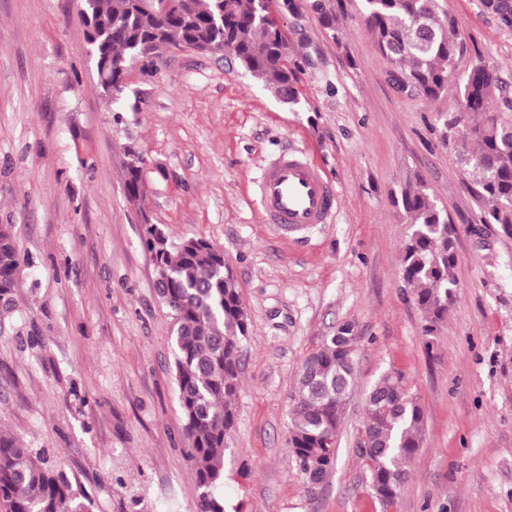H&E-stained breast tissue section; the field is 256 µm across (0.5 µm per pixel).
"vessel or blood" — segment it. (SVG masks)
Masks as SVG:
<instances>
[{
    "mask_svg": "<svg viewBox=\"0 0 512 512\" xmlns=\"http://www.w3.org/2000/svg\"><path fill=\"white\" fill-rule=\"evenodd\" d=\"M263 221L289 234L327 223L337 204L331 180L302 150L281 154L257 183Z\"/></svg>",
    "mask_w": 512,
    "mask_h": 512,
    "instance_id": "1",
    "label": "vessel or blood"
}]
</instances>
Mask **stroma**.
<instances>
[{
	"instance_id": "obj_1",
	"label": "stroma",
	"mask_w": 512,
	"mask_h": 512,
	"mask_svg": "<svg viewBox=\"0 0 512 512\" xmlns=\"http://www.w3.org/2000/svg\"><path fill=\"white\" fill-rule=\"evenodd\" d=\"M344 37L316 14L314 63L290 106L237 63L183 49L133 68L102 97L79 0H0V225L21 256L0 314V431L59 455L93 512H197L178 398L175 320L159 298L144 226L219 246L251 326L241 357L225 512H383L358 455L365 396L402 371L425 410L422 444L390 512H512V239L478 220L466 176L435 129L451 98L399 94L342 0ZM512 93V30L480 0H447ZM146 160L129 203L127 145ZM338 192L336 215L285 235L262 221L253 180L288 148ZM425 182L457 227V288L434 336L404 288L408 218ZM359 338L335 467L307 483L289 445L304 359L339 325Z\"/></svg>"
}]
</instances>
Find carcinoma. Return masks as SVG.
I'll use <instances>...</instances> for the list:
<instances>
[{"label": "carcinoma", "instance_id": "obj_1", "mask_svg": "<svg viewBox=\"0 0 512 512\" xmlns=\"http://www.w3.org/2000/svg\"><path fill=\"white\" fill-rule=\"evenodd\" d=\"M165 15L147 14L137 0H83V25L94 59L112 67L98 78L102 96H120L137 62L152 66L166 52L224 43L252 77L281 100L299 104L296 71L299 54L280 27L274 7L280 0H172ZM361 22L388 74L405 79L419 97L438 100L453 93V106L438 115L440 143L452 150L467 174L466 186L483 224H495L512 238V101L505 112L492 109L502 90L497 68L472 55L458 19L440 0H361ZM500 25L512 30V0H480ZM334 0H319L316 14L334 37L341 22ZM465 69H460L463 58ZM464 129L455 143L456 127ZM127 198L142 201V166L126 163ZM409 218L402 244L400 275L424 315L425 335L443 323L457 281V230L422 181L401 194ZM152 253L156 288L173 313L175 368L180 408L190 441L189 456L200 489L198 512H224L214 490L224 482L228 434L234 426V401L240 389V356L250 324L224 253L210 242L190 237L174 242L155 224L144 225ZM20 264L12 225H0V309L12 308ZM358 336L351 324L301 366L291 394L289 429L292 455L310 484L334 468L347 401L354 385ZM367 420L359 457L366 465L375 497L394 505L407 467L422 442L425 412L402 373L387 371L366 395ZM93 503L61 464L0 432V512H92Z\"/></svg>", "mask_w": 512, "mask_h": 512}]
</instances>
